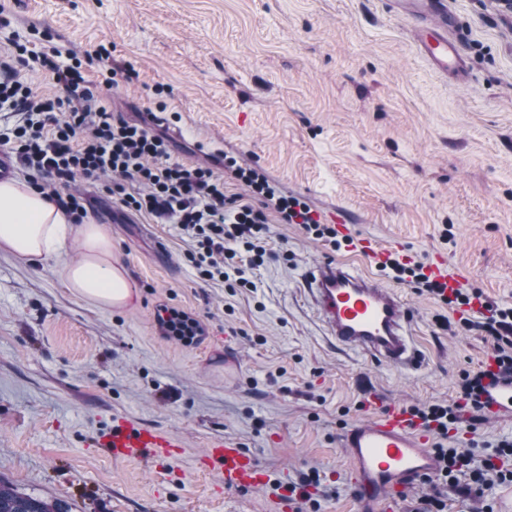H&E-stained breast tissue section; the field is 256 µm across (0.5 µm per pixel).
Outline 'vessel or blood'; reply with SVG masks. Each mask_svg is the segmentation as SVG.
I'll list each match as a JSON object with an SVG mask.
<instances>
[{"mask_svg": "<svg viewBox=\"0 0 512 512\" xmlns=\"http://www.w3.org/2000/svg\"><path fill=\"white\" fill-rule=\"evenodd\" d=\"M395 7L420 15L423 25L413 39L424 59L439 74L456 73L465 60L457 26L448 22V0H391ZM307 281L317 313L329 335L348 349L402 373L422 365L410 329L411 318L394 289L342 262L310 269ZM490 415L512 417V380H485ZM348 448L354 479L384 512L392 496L434 473L438 463L426 432L404 408L392 406L353 423L339 436ZM113 460L150 459L165 465L181 452L178 438L134 421L113 420L95 442ZM199 469L219 475L221 484L253 487L263 482L253 456L234 441L212 440L198 460Z\"/></svg>", "mask_w": 512, "mask_h": 512, "instance_id": "1", "label": "vessel or blood"}]
</instances>
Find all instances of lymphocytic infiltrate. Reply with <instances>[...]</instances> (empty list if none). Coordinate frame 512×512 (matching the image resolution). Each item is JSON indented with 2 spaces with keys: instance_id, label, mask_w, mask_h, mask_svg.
I'll list each match as a JSON object with an SVG mask.
<instances>
[{
  "instance_id": "lymphocytic-infiltrate-1",
  "label": "lymphocytic infiltrate",
  "mask_w": 512,
  "mask_h": 512,
  "mask_svg": "<svg viewBox=\"0 0 512 512\" xmlns=\"http://www.w3.org/2000/svg\"><path fill=\"white\" fill-rule=\"evenodd\" d=\"M7 11L0 0V30L5 33L1 39L7 45L0 56V112L15 113L18 121L0 131V143L11 147L29 184L51 196L73 223H82L90 205L88 196L77 189V180L111 183L113 205L159 224L180 225L189 241L185 258L200 279L223 283L231 291L255 290L248 273L264 265L271 254V215L339 249L335 227L315 220L300 199L276 195L257 170L235 168V177L249 192L226 195L224 179L212 167L173 160L165 135L112 114L98 88L111 86L124 66L113 62L107 48L96 51L101 80L93 82L76 54L62 55L55 46L24 41L9 31ZM36 68L50 73L55 94H39L26 81V72ZM379 268L394 281L459 311L457 321L440 317L437 325L454 335L477 331L487 336L498 371L512 376V306L485 301L476 288L447 289L426 274L423 262H403L396 252ZM476 303L481 306L479 318L462 315V307ZM155 318L163 336L185 346L205 334L199 319L166 304L158 305ZM483 375L480 369L460 375L457 403L408 409L434 436L432 450L438 460L436 473L422 480L429 491L421 497L418 512H447L448 490L454 486L465 495L480 497L493 485L512 483V439L492 442L474 437L462 448L448 443L462 409L486 412L480 399Z\"/></svg>"
}]
</instances>
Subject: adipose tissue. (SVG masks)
<instances>
[{
	"instance_id": "1",
	"label": "adipose tissue",
	"mask_w": 512,
	"mask_h": 512,
	"mask_svg": "<svg viewBox=\"0 0 512 512\" xmlns=\"http://www.w3.org/2000/svg\"><path fill=\"white\" fill-rule=\"evenodd\" d=\"M72 240L81 243L83 255L61 265L66 288L101 307L127 306L134 287L125 268L112 260V234L106 225L72 223L55 202L24 181L0 182V250L23 261H44L58 258Z\"/></svg>"
}]
</instances>
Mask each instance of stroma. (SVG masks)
<instances>
[{"label":"stroma","mask_w":512,"mask_h":512,"mask_svg":"<svg viewBox=\"0 0 512 512\" xmlns=\"http://www.w3.org/2000/svg\"><path fill=\"white\" fill-rule=\"evenodd\" d=\"M11 30L62 49L98 46L130 63L104 91L113 112L158 122L173 156L206 163L246 193L225 159L262 171L283 195L332 212L351 246L330 250L293 224L271 226L273 259L255 291L201 281L178 225L153 224L87 187L90 221L136 286L105 309L75 297L49 263L0 252V479L66 512H276L271 486L318 470V512H372L339 434L369 402L452 401L492 343L438 330L434 299L406 285L424 358L402 374L327 333L303 286L332 260L378 275L371 241L432 262L512 305V27L488 0H448L466 71L435 73L410 19L388 0H11ZM451 239H444V230ZM290 260H283L282 251ZM195 314L203 341L161 336L160 302ZM128 416L178 437L166 467L116 462L94 442ZM245 448L267 484L212 493L197 461L213 439Z\"/></svg>","instance_id":"1"}]
</instances>
